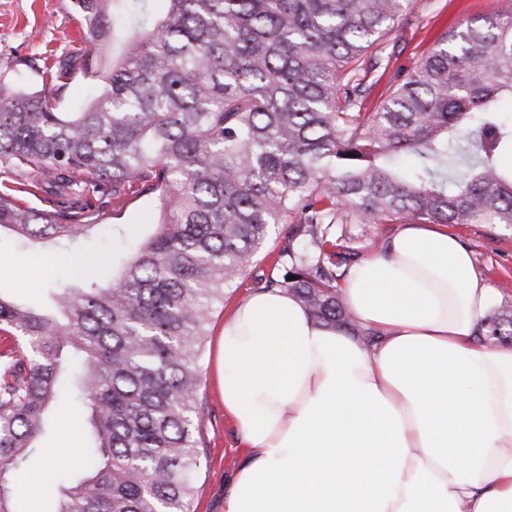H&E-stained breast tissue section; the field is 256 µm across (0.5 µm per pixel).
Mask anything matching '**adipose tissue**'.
<instances>
[{"mask_svg": "<svg viewBox=\"0 0 512 512\" xmlns=\"http://www.w3.org/2000/svg\"><path fill=\"white\" fill-rule=\"evenodd\" d=\"M371 347L281 288L218 338L246 454L224 512H512V347L476 330L496 291L444 227L409 224L341 286Z\"/></svg>", "mask_w": 512, "mask_h": 512, "instance_id": "obj_1", "label": "adipose tissue"}]
</instances>
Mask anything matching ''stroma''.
Listing matches in <instances>:
<instances>
[{
  "label": "stroma",
  "instance_id": "35a3bbf8",
  "mask_svg": "<svg viewBox=\"0 0 512 512\" xmlns=\"http://www.w3.org/2000/svg\"><path fill=\"white\" fill-rule=\"evenodd\" d=\"M512 12V0H413L412 9L395 29L397 45L392 67H410L432 47L436 38L459 20ZM85 21L75 0H0V61L9 64L10 79L19 85H40L46 64L75 51H88ZM107 222L76 246L65 248L47 241L22 248L9 234L0 235V289L36 300L48 289L77 283L91 257L120 256L135 238L153 233L160 219L155 195L131 199L124 207L104 204ZM401 229L400 224H340V245L356 259L382 251ZM471 252L481 277L497 288L498 306H512V228L498 224H457L453 227ZM254 290L252 274H245L226 290L224 304L213 313L203 359L201 398L209 410L208 444L196 478L195 512H224L226 483L240 463L244 449L212 373V361L224 320L233 305ZM42 446L80 448L82 422L71 402L41 440Z\"/></svg>",
  "mask_w": 512,
  "mask_h": 512
}]
</instances>
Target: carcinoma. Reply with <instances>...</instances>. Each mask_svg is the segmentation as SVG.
Segmentation results:
<instances>
[{"mask_svg": "<svg viewBox=\"0 0 512 512\" xmlns=\"http://www.w3.org/2000/svg\"><path fill=\"white\" fill-rule=\"evenodd\" d=\"M87 43L78 75L97 94L59 112L47 83L18 88L0 70V231L76 245L103 224L92 196H158L162 221L124 257L100 256L50 306L0 291V512H17L15 476L76 393L90 445L34 492L45 512H191L209 416L199 397L206 326L288 223L271 272L310 315L359 336L336 268L351 260L338 224L512 227V13L443 32L411 68L388 69L385 42L411 0H76ZM51 186L75 211L23 204ZM512 342V310L492 317Z\"/></svg>", "mask_w": 512, "mask_h": 512, "instance_id": "obj_1", "label": "carcinoma"}]
</instances>
